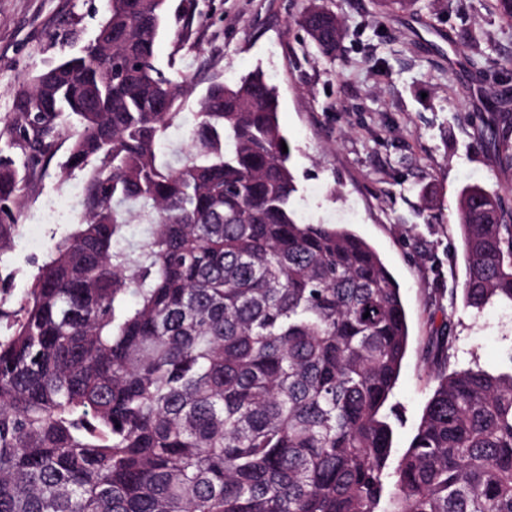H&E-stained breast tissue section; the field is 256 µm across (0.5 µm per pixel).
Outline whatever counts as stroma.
Returning a JSON list of instances; mask_svg holds the SVG:
<instances>
[{"label":"stroma","instance_id":"1","mask_svg":"<svg viewBox=\"0 0 512 512\" xmlns=\"http://www.w3.org/2000/svg\"><path fill=\"white\" fill-rule=\"evenodd\" d=\"M337 13L336 59L322 58L297 20L311 6ZM420 14L387 15L373 0H166L155 65L186 78L181 120L167 132L185 142L197 101L215 81L263 71L278 92L298 192L313 224H345L381 254L398 281L408 346L390 405L393 454L401 456L437 386L427 347L444 325L454 336L449 370L501 366L512 350V308L474 316L462 302L467 266L457 221L461 191L497 193L512 224V167L501 162L504 125L496 98L512 94V27L489 0H421ZM108 15L106 0H0V157L22 188L19 230L0 254V331L54 246L82 219L88 170L67 166L70 120L38 163L4 134L20 88L78 54Z\"/></svg>","mask_w":512,"mask_h":512}]
</instances>
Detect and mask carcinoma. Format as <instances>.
<instances>
[{
    "mask_svg": "<svg viewBox=\"0 0 512 512\" xmlns=\"http://www.w3.org/2000/svg\"><path fill=\"white\" fill-rule=\"evenodd\" d=\"M164 5L109 0L94 41L37 76L6 127L38 158L74 117L68 167L94 166L81 223L0 335V512H512V351L505 371L450 373L436 337L438 386L389 482L399 285L349 228L295 219L260 73L211 84L188 145L168 148L187 84L153 63ZM298 23L336 58L338 15ZM20 208L0 158V254ZM457 216L464 305L512 308L499 196L466 189ZM131 223L146 241H127Z\"/></svg>",
    "mask_w": 512,
    "mask_h": 512,
    "instance_id": "cac0c4a2",
    "label": "carcinoma"
}]
</instances>
